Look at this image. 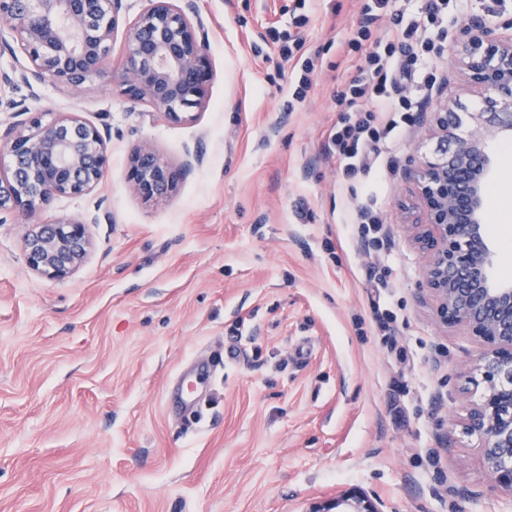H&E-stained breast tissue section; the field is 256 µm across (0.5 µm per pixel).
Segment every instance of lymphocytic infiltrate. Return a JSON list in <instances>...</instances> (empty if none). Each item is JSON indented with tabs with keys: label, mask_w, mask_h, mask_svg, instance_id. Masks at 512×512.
I'll return each instance as SVG.
<instances>
[{
	"label": "lymphocytic infiltrate",
	"mask_w": 512,
	"mask_h": 512,
	"mask_svg": "<svg viewBox=\"0 0 512 512\" xmlns=\"http://www.w3.org/2000/svg\"><path fill=\"white\" fill-rule=\"evenodd\" d=\"M449 4L450 0H424L412 11L397 0H368L365 21L348 41L361 51L363 61L357 75L334 98L339 120L331 138L332 154L344 176L355 177L380 167L383 148L415 124L417 112L437 85L433 64L445 51L443 23ZM386 16L391 29L384 38H373L371 23ZM308 23L307 15L296 16L294 33L283 37L280 44L281 56L299 65L291 92L295 103L304 101L316 71L315 59L299 55L303 40L298 31ZM352 221L361 245L388 251L375 197L357 206Z\"/></svg>",
	"instance_id": "lymphocytic-infiltrate-1"
}]
</instances>
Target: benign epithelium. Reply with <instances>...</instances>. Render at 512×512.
<instances>
[{"instance_id": "obj_1", "label": "benign epithelium", "mask_w": 512, "mask_h": 512, "mask_svg": "<svg viewBox=\"0 0 512 512\" xmlns=\"http://www.w3.org/2000/svg\"><path fill=\"white\" fill-rule=\"evenodd\" d=\"M122 0H0V23L31 69L27 86L46 78L78 89L101 73L119 29ZM178 0H150L125 31V62L113 75L121 95L172 122L192 121L204 108L208 48ZM449 51L467 83L481 94L476 112L446 103L433 113L438 139L433 157L411 169L407 202L414 240L426 257L423 275L436 320L462 326L485 345L475 359L483 393L466 407L462 430L480 440L481 460L493 485L512 494V283L493 278L486 233L488 174L495 158L488 144L512 138V22L464 23ZM7 108L16 121L0 139V212L23 206L32 213L56 197H76L100 182L109 137L72 116L45 121L22 102ZM191 167H175L148 141L129 155L130 189L147 203L163 204ZM96 216L36 224L23 238L29 267L63 278L91 248L86 225ZM311 512H380L353 491Z\"/></svg>"}]
</instances>
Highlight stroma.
<instances>
[{
	"label": "stroma",
	"mask_w": 512,
	"mask_h": 512,
	"mask_svg": "<svg viewBox=\"0 0 512 512\" xmlns=\"http://www.w3.org/2000/svg\"><path fill=\"white\" fill-rule=\"evenodd\" d=\"M367 0H194L212 78L195 120L131 106L104 73L75 90L46 79L0 87L111 135L101 182L0 223V512H311L358 490L381 512H512L493 490L463 406L480 398V347L443 326L425 257L400 207L409 168L437 148L432 113L473 105L450 56L419 124L393 142V172L342 176L328 146L334 95L360 53L340 42ZM302 8L304 55L319 68L288 110L296 77L270 30ZM151 142L188 170L162 205L131 192L128 153ZM487 233L493 275L512 282V152L489 144ZM377 188L389 254L361 248L353 210ZM91 249L49 279L26 263L33 224L88 213ZM390 268L393 346L371 323L366 279ZM237 342L239 356L204 387L199 412L171 392L181 373Z\"/></svg>",
	"instance_id": "1"
}]
</instances>
